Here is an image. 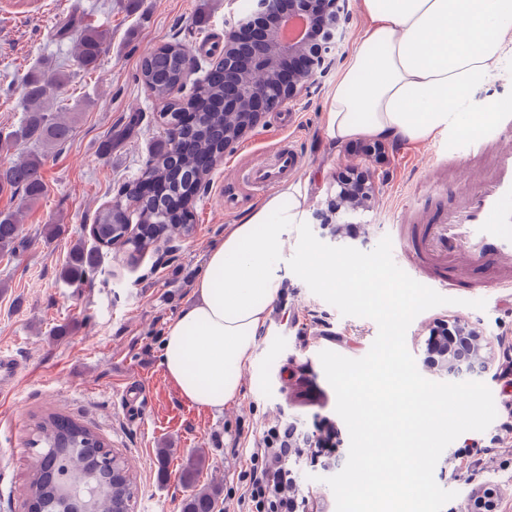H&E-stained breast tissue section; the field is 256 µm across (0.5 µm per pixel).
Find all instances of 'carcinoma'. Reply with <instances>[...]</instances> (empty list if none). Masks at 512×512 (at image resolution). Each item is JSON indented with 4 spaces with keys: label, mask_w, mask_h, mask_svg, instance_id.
Segmentation results:
<instances>
[{
    "label": "carcinoma",
    "mask_w": 512,
    "mask_h": 512,
    "mask_svg": "<svg viewBox=\"0 0 512 512\" xmlns=\"http://www.w3.org/2000/svg\"><path fill=\"white\" fill-rule=\"evenodd\" d=\"M79 32L77 64L92 70L98 66L111 44L108 29L90 27L73 17L57 26L55 37L64 41ZM186 49L178 42L163 45L145 56L140 64V78L154 97L169 100L167 120L178 112L198 110L197 97L206 98L208 116L203 124L175 126L171 136L155 143L149 152L138 181L125 187L123 196L135 202V236L127 245L128 258L134 259L150 245L168 242L176 235H188L194 224L193 205L199 192L206 188L213 171L209 159L224 152V139L236 130L241 116L226 112L224 101V51L209 63L201 84L193 87L188 97L173 98L184 89ZM69 75L54 67H43L30 73L24 82V119L19 127L0 133V148L28 143L32 149L21 159L0 165V191L21 194V200L31 205L40 200L46 185L43 157L48 150L60 146L71 137L72 126L44 108L43 102L53 90L61 87ZM122 203L99 208L92 232L94 246L77 243L68 263L61 270L65 280H82L98 265L102 249L112 245L122 225L115 223ZM20 225L17 213L0 211V251L16 248ZM38 448L27 488L28 503L33 512H84L85 497L65 498L60 493V475L65 468L88 477L92 487L106 492L95 503L96 512H129L134 498L133 483L115 472L104 448L105 440L87 426L58 414H49L38 422L35 438L30 441ZM195 464L185 465L179 479L191 488L183 512H214L218 488L214 485L196 488Z\"/></svg>",
    "instance_id": "cac0c4a2"
}]
</instances>
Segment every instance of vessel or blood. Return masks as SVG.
<instances>
[{
	"label": "vessel or blood",
	"mask_w": 512,
	"mask_h": 512,
	"mask_svg": "<svg viewBox=\"0 0 512 512\" xmlns=\"http://www.w3.org/2000/svg\"><path fill=\"white\" fill-rule=\"evenodd\" d=\"M495 119L454 144L448 153L468 164L489 157V165L478 176V186L427 224L410 229L401 252L412 259L408 274L436 288H456L460 282L448 270L449 262L469 268L497 265L512 269V101L497 100ZM300 154L289 144L279 143L266 157L251 166L242 179L224 185V201L243 203L296 175Z\"/></svg>",
	"instance_id": "vessel-or-blood-1"
}]
</instances>
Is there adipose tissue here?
<instances>
[{
    "mask_svg": "<svg viewBox=\"0 0 512 512\" xmlns=\"http://www.w3.org/2000/svg\"><path fill=\"white\" fill-rule=\"evenodd\" d=\"M360 14L362 34L327 103L330 139L425 143L492 118L465 102L512 45V0H360ZM308 216L307 188L283 184L207 253L197 298L164 343L165 373L186 401L220 411L237 400L280 288L273 261Z\"/></svg>",
    "mask_w": 512,
    "mask_h": 512,
    "instance_id": "obj_1",
    "label": "adipose tissue"
}]
</instances>
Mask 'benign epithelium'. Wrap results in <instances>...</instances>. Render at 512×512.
I'll use <instances>...</instances> for the list:
<instances>
[{"label":"benign epithelium","instance_id":"7a95c632","mask_svg":"<svg viewBox=\"0 0 512 512\" xmlns=\"http://www.w3.org/2000/svg\"><path fill=\"white\" fill-rule=\"evenodd\" d=\"M344 0H255L246 19L224 32V111L241 112V137L266 112H273L317 86L337 63L332 53L345 17ZM352 207L366 205L371 191L359 185L340 191ZM440 340L431 368L450 379L456 368L486 362L487 342L469 325ZM509 497L498 484H482L471 499L470 512H503Z\"/></svg>","mask_w":512,"mask_h":512}]
</instances>
